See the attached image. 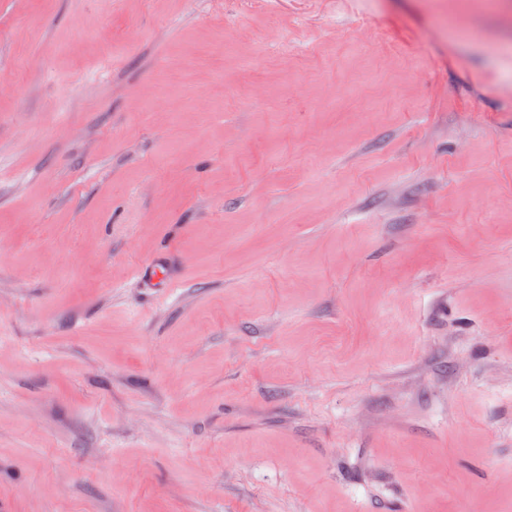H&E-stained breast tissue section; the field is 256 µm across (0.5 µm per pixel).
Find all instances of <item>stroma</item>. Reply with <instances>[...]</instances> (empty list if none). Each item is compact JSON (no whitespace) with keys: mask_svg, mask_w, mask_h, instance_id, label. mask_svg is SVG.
<instances>
[{"mask_svg":"<svg viewBox=\"0 0 512 512\" xmlns=\"http://www.w3.org/2000/svg\"><path fill=\"white\" fill-rule=\"evenodd\" d=\"M0 512H512V0H0Z\"/></svg>","mask_w":512,"mask_h":512,"instance_id":"stroma-1","label":"stroma"}]
</instances>
